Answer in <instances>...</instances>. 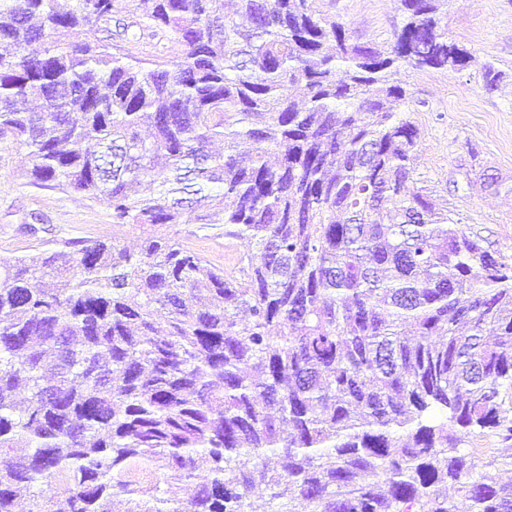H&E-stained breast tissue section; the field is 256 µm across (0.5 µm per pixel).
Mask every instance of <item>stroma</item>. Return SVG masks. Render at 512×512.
I'll use <instances>...</instances> for the list:
<instances>
[{
	"mask_svg": "<svg viewBox=\"0 0 512 512\" xmlns=\"http://www.w3.org/2000/svg\"><path fill=\"white\" fill-rule=\"evenodd\" d=\"M354 41L384 46L403 22L400 0H317ZM448 39L470 54L460 70L407 69L397 79L410 104L403 117L419 130L416 172L422 186L486 248L512 256V0H448ZM500 71L498 91L483 86L485 66ZM25 150L0 142V259L71 240L119 237L128 245L142 234L112 222L102 202L22 176ZM213 266H233L245 241L228 238L220 224L194 221L168 227Z\"/></svg>",
	"mask_w": 512,
	"mask_h": 512,
	"instance_id": "1",
	"label": "stroma"
}]
</instances>
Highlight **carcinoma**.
I'll use <instances>...</instances> for the list:
<instances>
[{"mask_svg":"<svg viewBox=\"0 0 512 512\" xmlns=\"http://www.w3.org/2000/svg\"><path fill=\"white\" fill-rule=\"evenodd\" d=\"M71 2L0 0V136L143 239L0 263V512H512V456L458 447L512 438V261L397 115V72L469 62L443 0L386 47L316 0ZM200 205L237 268L158 234ZM460 448H476L475 452L485 455L512 454V439L503 441L498 435H469L462 436Z\"/></svg>","mask_w":512,"mask_h":512,"instance_id":"cac0c4a2","label":"carcinoma"}]
</instances>
